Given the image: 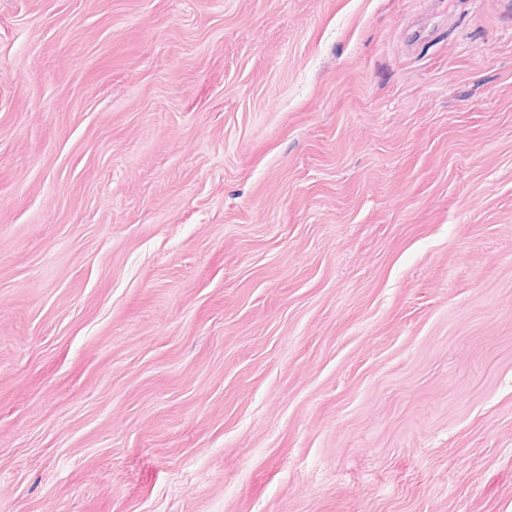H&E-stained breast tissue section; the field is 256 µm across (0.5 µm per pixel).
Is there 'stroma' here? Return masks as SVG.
<instances>
[{"label": "stroma", "instance_id": "1", "mask_svg": "<svg viewBox=\"0 0 512 512\" xmlns=\"http://www.w3.org/2000/svg\"><path fill=\"white\" fill-rule=\"evenodd\" d=\"M0 512H512V0H0Z\"/></svg>", "mask_w": 512, "mask_h": 512}]
</instances>
